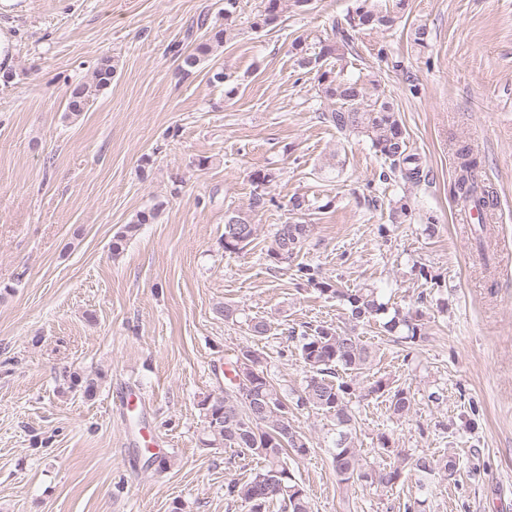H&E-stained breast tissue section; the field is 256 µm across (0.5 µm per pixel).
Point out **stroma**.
Returning a JSON list of instances; mask_svg holds the SVG:
<instances>
[{"mask_svg":"<svg viewBox=\"0 0 512 512\" xmlns=\"http://www.w3.org/2000/svg\"><path fill=\"white\" fill-rule=\"evenodd\" d=\"M350 3L314 0L257 33L262 0H236L229 39L186 73L179 52L200 41L199 20L223 22L225 0H0L15 75L0 84V512H240L226 487L259 462L205 445L198 402L223 392L242 349L262 352L283 391L301 390L294 337L321 322L377 352L352 398L363 451L385 431L410 453L455 456L457 471L340 489L335 422L306 408L294 420L312 450L292 467L311 512H405L418 499L422 512H512V0H411L391 29L360 35L346 72L394 103L417 184L381 180L387 162L323 120L329 104L295 63L293 41L326 37ZM104 55L120 65L111 87L66 120L69 86ZM463 145L497 198L482 226L456 221ZM257 169L276 174L252 215L258 236L227 252L224 215L248 209ZM295 195L317 204L299 262L422 312L420 340L352 327L337 299L268 267ZM401 197L412 215L395 223ZM156 204L157 223L113 256V236ZM225 303L269 318L270 332L225 321ZM75 371L100 373L94 400L69 390ZM382 375L413 395L408 419L364 397Z\"/></svg>","mask_w":512,"mask_h":512,"instance_id":"obj_1","label":"stroma"}]
</instances>
